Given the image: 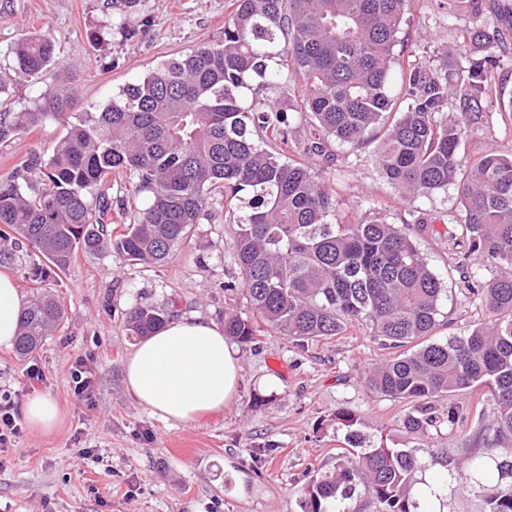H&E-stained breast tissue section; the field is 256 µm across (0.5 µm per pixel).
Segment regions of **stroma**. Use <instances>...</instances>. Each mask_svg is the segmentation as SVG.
I'll use <instances>...</instances> for the list:
<instances>
[{"label": "stroma", "instance_id": "1", "mask_svg": "<svg viewBox=\"0 0 512 512\" xmlns=\"http://www.w3.org/2000/svg\"><path fill=\"white\" fill-rule=\"evenodd\" d=\"M226 0H138L132 13L113 10L111 0H0V71L10 72V50L24 33L46 31L64 64L75 73L81 108H102L125 84L161 62L203 43L224 38ZM149 18L136 42L123 27ZM512 31V0H475L459 12L447 0H409L399 52L433 66L448 54L464 57L465 32L473 27ZM107 29L109 44L97 50L92 34ZM497 111L458 151L469 168L488 148L512 151V61L499 70ZM64 126L49 122L0 142V180L20 170L31 150L51 153ZM375 143L359 149L333 146L329 163L342 217L384 214L389 223L421 217L415 235L431 267L448 284L446 318L438 340L483 322L482 303L457 287L456 266L466 238L449 241L446 218L458 211L455 189L414 203L400 200L375 162ZM236 226L215 198L182 250L163 264L129 262L116 252L78 254L64 274L35 282L33 251L14 247L7 271L24 298L46 290L65 308L64 321L32 356L43 369L37 393L60 406L59 427L41 433L23 427L14 447L0 455V512H298L297 492L307 468L332 466L344 444L336 412L358 419L370 440L396 436L401 447L419 440L397 433L404 403L373 392L365 381L373 365L389 357L360 332L296 345L264 334L236 345L241 380L235 396L217 413L189 424L167 422L141 406L127 390L123 367L138 344L127 329L137 306L166 310L170 319L198 317L223 324L225 311L248 313L244 296L229 298L224 285L239 279L232 240ZM83 361L94 378L90 399L76 398L71 372ZM463 431L442 433L441 447L454 458L483 450L480 394ZM91 452L81 459L82 449Z\"/></svg>", "mask_w": 512, "mask_h": 512}]
</instances>
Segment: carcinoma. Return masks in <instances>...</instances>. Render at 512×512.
I'll return each mask as SVG.
<instances>
[{"label": "carcinoma", "instance_id": "obj_1", "mask_svg": "<svg viewBox=\"0 0 512 512\" xmlns=\"http://www.w3.org/2000/svg\"><path fill=\"white\" fill-rule=\"evenodd\" d=\"M407 0H231L224 40L201 44L126 84L99 112L77 111L72 77L47 32L12 47L14 80L32 105L0 111V142L48 121L66 127L48 155L34 153L27 176L0 181V242L26 241L39 257L33 277L70 269L77 252L108 247L129 261L164 263L187 242L211 201L224 198L251 314L224 313V336L253 342L257 329L303 344L358 330L393 356L367 375L379 395L411 405L399 427L427 451L366 439L351 413L336 412L346 448L330 469L308 472L299 512H445L460 493L483 512H512V152L487 150L464 170L460 143L476 134L497 99L502 56L436 68L395 55ZM463 41L487 46L500 34L473 29ZM288 77L295 103L245 104L253 87ZM309 131L288 154L291 116ZM378 142L383 177L410 203L454 187L469 252L501 270L491 280L457 263L459 287L481 301L487 321L432 341L444 316L446 282L414 241L423 225L390 224L380 213L336 219L331 174L315 170L332 143ZM129 176L143 204L122 232L108 233L105 183ZM96 192V205L88 195ZM65 310L40 295L19 312L16 355L36 352ZM167 320L137 306L136 336ZM490 392L487 448L456 462L437 434L468 419L461 398Z\"/></svg>", "mask_w": 512, "mask_h": 512}]
</instances>
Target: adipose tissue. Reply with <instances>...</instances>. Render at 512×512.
Listing matches in <instances>:
<instances>
[{
	"label": "adipose tissue",
	"mask_w": 512,
	"mask_h": 512,
	"mask_svg": "<svg viewBox=\"0 0 512 512\" xmlns=\"http://www.w3.org/2000/svg\"><path fill=\"white\" fill-rule=\"evenodd\" d=\"M24 297L0 272V347H11ZM240 377L237 353L223 329L198 318L167 322L139 342L124 365L129 392L160 419L190 423L223 410Z\"/></svg>",
	"instance_id": "ef3b65f1"
}]
</instances>
